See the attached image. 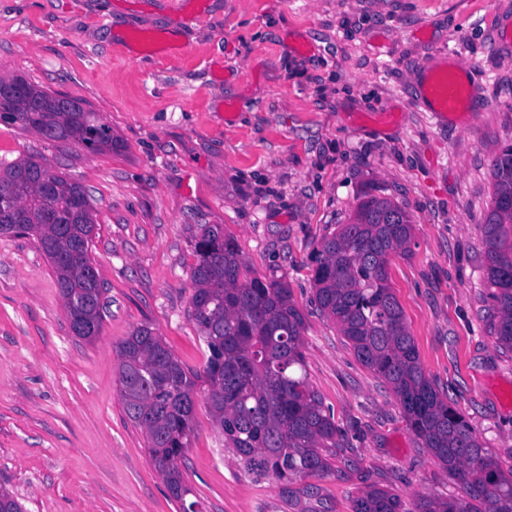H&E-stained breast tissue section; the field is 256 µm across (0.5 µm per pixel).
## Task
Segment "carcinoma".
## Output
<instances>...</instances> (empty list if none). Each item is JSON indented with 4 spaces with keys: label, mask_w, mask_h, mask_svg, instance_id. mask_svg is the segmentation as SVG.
<instances>
[{
    "label": "carcinoma",
    "mask_w": 512,
    "mask_h": 512,
    "mask_svg": "<svg viewBox=\"0 0 512 512\" xmlns=\"http://www.w3.org/2000/svg\"><path fill=\"white\" fill-rule=\"evenodd\" d=\"M24 93L0 100L9 122L51 142L92 154L121 148L112 128L90 107L66 108L54 93L21 77ZM493 207L482 224L487 279L493 291L489 331L512 350V146L492 165ZM96 215L85 189L34 157L0 165V232L30 233L55 272L68 317L81 315L88 340L102 330L103 288L90 256ZM412 222L385 197L362 195L347 224L324 235L313 258L314 302L351 343L358 359L399 400L411 433L448 470L463 496L452 502L424 496L417 512H512V469L504 471L466 417L423 370L400 303L390 285V259L409 252ZM188 316L209 357L208 388L196 393L186 370L148 325L118 346L120 395L127 418L144 433L149 460L171 497L186 503L192 490L180 461L194 433L197 398L245 468L283 484L329 472L325 448L342 434L305 374L304 318L288 283L249 269L237 240L222 224H200L194 235ZM352 512H402L397 495L371 488Z\"/></svg>",
    "instance_id": "cac0c4a2"
}]
</instances>
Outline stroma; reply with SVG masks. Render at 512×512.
<instances>
[{
  "mask_svg": "<svg viewBox=\"0 0 512 512\" xmlns=\"http://www.w3.org/2000/svg\"><path fill=\"white\" fill-rule=\"evenodd\" d=\"M507 26L512 0H0V77L81 98L124 145L93 155L0 122V163L42 157L88 193L105 304L100 336H75L36 239L0 236V488L26 512H179L124 413L117 347L150 325L205 388L191 239L220 224L253 272L286 278L308 383L345 437L289 498L197 405L180 462L197 512H351L373 487L405 512L459 498L314 303L310 256L366 191L413 221L388 274L426 375L512 468V351L488 332L481 230L512 145ZM444 52L475 77L464 118L440 124L416 77Z\"/></svg>",
  "mask_w": 512,
  "mask_h": 512,
  "instance_id": "stroma-1",
  "label": "stroma"
}]
</instances>
